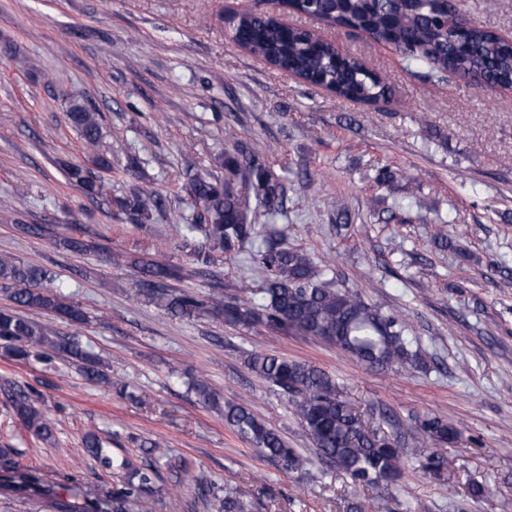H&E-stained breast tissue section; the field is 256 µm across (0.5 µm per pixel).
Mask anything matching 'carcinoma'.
Instances as JSON below:
<instances>
[{
  "instance_id": "obj_1",
  "label": "carcinoma",
  "mask_w": 512,
  "mask_h": 512,
  "mask_svg": "<svg viewBox=\"0 0 512 512\" xmlns=\"http://www.w3.org/2000/svg\"><path fill=\"white\" fill-rule=\"evenodd\" d=\"M296 9L325 15L336 25L360 28L375 38L390 39L406 49L410 63L427 65L432 77L449 71L476 72L491 81L512 82V48L485 28H465L436 0H375L372 4L366 0H301ZM230 27L241 48L279 70L325 83L340 97L370 103L387 94L385 77L352 57L339 59L334 44L317 40L304 30L289 28L252 10L232 18ZM67 118L86 143H98L100 112L84 100L73 99ZM66 177L89 197L101 193L93 172L82 165L67 166ZM186 177L184 189L198 215L190 221L174 213L172 223L186 242L198 235L205 239L208 250L194 252L202 264L211 263L215 251L229 252L261 236L256 225L248 222L245 194L254 193L264 208L263 216L270 220L286 208L287 197L278 176L237 141L224 151V178L193 174L189 169ZM118 207L146 218L153 210L167 211L168 203L148 186H133L118 200ZM52 243L59 250L79 255L101 249L97 242L76 234L57 235ZM108 260L116 267L127 263L139 267L144 280L138 293L182 318L210 306L229 324L318 338L372 369L413 368L421 361L419 351L412 349L416 339L407 334L402 315L382 311L356 289L326 287L312 257L300 248L258 249L255 260L266 273L264 282L251 296L228 301L220 296L207 302L173 288L170 282L185 277L180 266L112 252ZM55 281L56 275L41 266L20 262L10 254L0 255V292L12 302L0 309V347L16 361H26L32 355L38 358L45 348L64 353L82 363L86 380L109 382L99 370L96 356L76 338L63 335L49 321L22 314L36 309L76 324L86 322V312ZM247 363L257 377L291 395L294 413L318 457L331 463L354 487L392 484L412 461L440 480L452 464L443 453L428 450L431 444L450 445L458 438L457 429L439 416L417 417L408 428L392 419V432L386 434L369 428L338 392L333 378L318 367L265 352L251 354ZM194 390L204 405L222 411L225 424L266 457L280 461L287 470L302 466L298 449L289 447L248 404L220 401L203 378L195 381ZM12 406L28 431L45 441L51 438L44 415L26 398L14 399ZM83 446L100 464L110 466L111 458L96 433H86ZM119 469L115 487L85 496V512H131L133 508L154 512L156 468L125 458ZM218 502L219 512H247V504L233 491L224 492Z\"/></svg>"
}]
</instances>
